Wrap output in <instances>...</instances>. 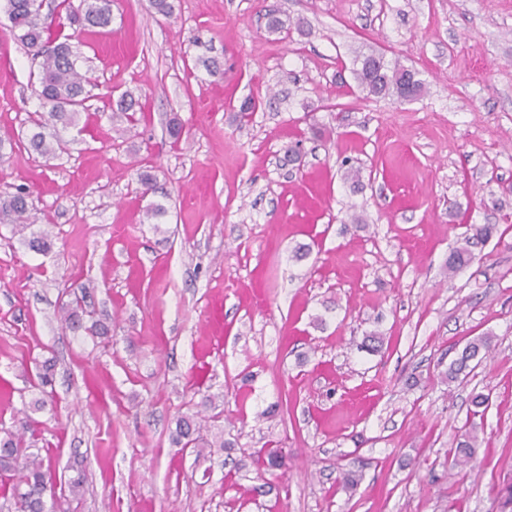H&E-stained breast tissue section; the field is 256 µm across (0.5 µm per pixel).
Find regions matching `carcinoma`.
I'll return each instance as SVG.
<instances>
[{"label": "carcinoma", "mask_w": 512, "mask_h": 512, "mask_svg": "<svg viewBox=\"0 0 512 512\" xmlns=\"http://www.w3.org/2000/svg\"><path fill=\"white\" fill-rule=\"evenodd\" d=\"M43 0H4L3 10L11 23L13 38L28 49L32 59L38 62V99L45 112H36L30 118L34 131L29 145L43 158L50 159L62 150V141L57 134L50 136L43 132L47 126L64 127L75 122L78 112L86 103L85 83L88 79L77 68V60L70 44V35L63 33L59 26L48 22L42 14ZM65 10L66 18L82 26L106 28L112 23V0H80L73 7L70 0H60L55 10ZM355 79L358 87L370 96H392L404 100L403 85L406 76L415 77V95L423 91V82L417 72L400 64H389L376 52L360 53L356 56ZM117 111L127 122L136 121L135 115L143 111L139 98L131 91L122 94L117 103ZM29 192L18 189L14 193L0 194V223L11 224L23 231L30 228ZM492 224L472 226L473 234L464 239V244L456 248L448 258V272L473 261L472 248L486 242L493 234ZM27 246L35 252L47 251L51 243L48 232L40 230L31 233ZM87 290L74 296L62 305V324L73 333L83 331L92 336H106L108 327L95 321L87 326L84 323L85 299ZM491 338L484 336L468 342L448 365L447 377L450 381H463L474 367L472 361L482 362L490 356ZM202 419L196 415H185L175 422L174 443L189 448L203 441ZM476 423L456 438L453 462L456 466L469 464L477 449ZM75 475L67 481L69 497L77 499L84 492L85 476L79 467H72ZM0 475L11 481V486L3 488V498H12L18 512H57L59 506L52 487L50 464L46 463L33 441L23 432L3 431L0 436Z\"/></svg>", "instance_id": "1"}]
</instances>
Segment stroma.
<instances>
[{"label": "stroma", "instance_id": "obj_1", "mask_svg": "<svg viewBox=\"0 0 512 512\" xmlns=\"http://www.w3.org/2000/svg\"><path fill=\"white\" fill-rule=\"evenodd\" d=\"M171 3L68 27L91 96L50 160L27 142L38 64L0 11V193L28 188L51 236L37 253L0 223V428L27 429L55 480L81 463L64 512H512V0ZM369 51L422 95H365ZM129 90L134 126L112 114ZM472 224L497 231L449 272ZM83 287L111 341L62 329ZM483 336L491 361L449 382ZM475 392L490 404L463 472ZM209 395L198 455L171 433ZM481 350H484L483 355L478 358ZM491 353V338L484 336L476 341L468 342L462 350L457 354L448 365V381H463L471 372L478 367L483 358H487ZM478 358V359H477ZM477 359V362L471 366V362ZM477 424L472 422L467 429L456 438V448H454L453 462L456 466H465L469 464L477 449Z\"/></svg>", "mask_w": 512, "mask_h": 512}]
</instances>
